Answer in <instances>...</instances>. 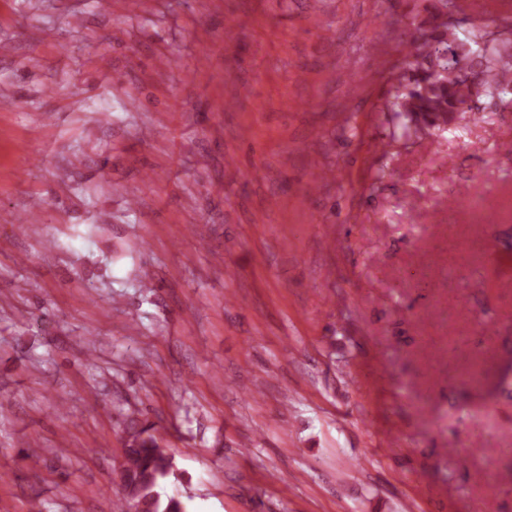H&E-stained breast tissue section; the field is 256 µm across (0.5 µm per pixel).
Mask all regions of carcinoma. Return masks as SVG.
Listing matches in <instances>:
<instances>
[{"instance_id": "carcinoma-1", "label": "carcinoma", "mask_w": 512, "mask_h": 512, "mask_svg": "<svg viewBox=\"0 0 512 512\" xmlns=\"http://www.w3.org/2000/svg\"><path fill=\"white\" fill-rule=\"evenodd\" d=\"M429 19L428 33L414 41V61L390 72L395 90L394 131L424 132L457 124L477 109L483 98L502 110L512 109V24L485 40L488 31L473 27L460 39L448 17V0H439ZM124 491L133 492L142 512H183L179 499L166 492L174 474L173 458L161 447L148 424L128 428Z\"/></svg>"}]
</instances>
